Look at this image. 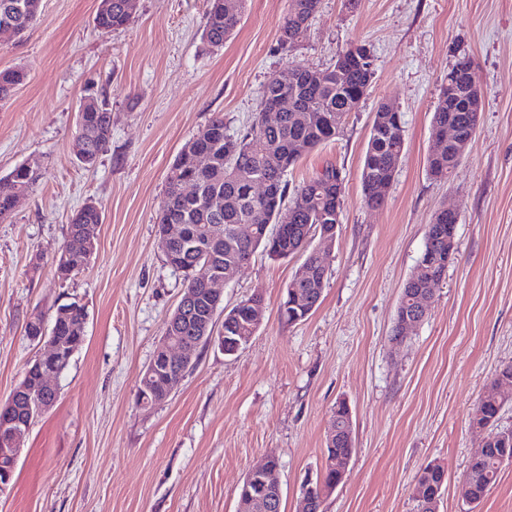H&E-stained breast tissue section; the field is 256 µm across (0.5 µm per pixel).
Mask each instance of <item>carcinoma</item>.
Listing matches in <instances>:
<instances>
[{
  "instance_id": "carcinoma-1",
  "label": "carcinoma",
  "mask_w": 512,
  "mask_h": 512,
  "mask_svg": "<svg viewBox=\"0 0 512 512\" xmlns=\"http://www.w3.org/2000/svg\"><path fill=\"white\" fill-rule=\"evenodd\" d=\"M127 0H112L108 10H98L95 26L103 31L125 27L131 13ZM246 0H207L206 25L203 40L207 47L220 49L236 32L245 9ZM41 0H0V18L7 17L19 29H28L37 19ZM319 0H288V9L281 25V41L290 46L307 34L310 17L316 13ZM362 48L356 44L336 57L333 66L320 72V81L313 82L296 74L290 66L270 78L262 96L270 99L288 97L296 108L281 114L274 125L263 122L257 115L250 129L242 136L227 133L224 116H215L192 144L182 148L171 167L164 197L159 206L158 224L181 225L180 237L171 241L164 250V261L184 277L185 290L181 300H190L200 312L209 310L208 273L234 276L244 266L245 257L261 248L271 253L278 248L290 256L303 257L301 267L310 274L298 279L293 286L301 289L305 300L322 297L325 287V269L322 256L316 249L301 247V239L309 230H318L324 224L336 223L342 214L344 177L333 167L310 178L288 193L285 173L298 159L317 146L333 139L349 113L355 111L359 101L371 85L375 70L373 63L363 61L354 54ZM27 78L22 68L0 69V102L10 99ZM456 83L459 95L448 105V87L441 88L432 121L439 122L438 136L448 134V123H453L463 140L473 138L481 115L466 106L469 76L466 70L451 68L448 83ZM112 138V117L109 104L94 96L82 99L78 106V125L71 150L78 161L89 158L90 167L107 152ZM405 150V122L403 113L387 102L378 105L364 154L361 181L364 202L377 209L385 198L370 187L388 184L401 162ZM208 155L209 164L199 169L194 166L192 153ZM461 157L450 146L427 158V170L435 180L448 179V168L456 167ZM38 175L24 166L16 167L8 176L0 178V221L6 220L14 209V200L29 191ZM184 181L195 184L190 195L182 193ZM102 211L94 203L75 210L67 228V238L84 236L97 239L102 224ZM432 224L436 229L424 239L420 261L436 265L435 253L443 247L438 239L440 230L455 224L448 209L438 210ZM251 228L245 235L242 229ZM86 319L84 306L75 301L58 306L53 318L55 336L66 349H79L85 338L77 331ZM200 319L185 320L173 328L171 335L178 342H193L200 335ZM224 329L230 336H250L247 308L240 307L235 314L224 319ZM170 395L168 376L151 369L144 370L139 379L137 401L146 400L154 405L165 402ZM481 420L500 418V405L490 399L482 400L474 410ZM504 447L496 439L487 451L469 461L466 476L460 488L463 500L480 503L498 480L500 462L497 455ZM354 448L339 440L334 446H325V465L321 476L323 485L336 484V470L331 460L350 456ZM445 470L440 465L425 467L416 478V484L429 496L442 491ZM257 498L253 512H281V502H272L266 490L250 488Z\"/></svg>"
}]
</instances>
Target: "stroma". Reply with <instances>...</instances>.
I'll return each instance as SVG.
<instances>
[{
	"label": "stroma",
	"instance_id": "stroma-1",
	"mask_svg": "<svg viewBox=\"0 0 512 512\" xmlns=\"http://www.w3.org/2000/svg\"><path fill=\"white\" fill-rule=\"evenodd\" d=\"M99 0H41L23 34L0 37V69L25 83L0 103V177L36 169V184L0 222V402L38 348L31 313L86 308L85 344L31 427L0 512H237L248 471L279 463L284 512L323 460L337 401L352 409L355 452L324 512H414L420 471L439 464V512H512V463L476 510L460 495L481 434L470 416L512 362V0H320L307 36L280 42L288 0H247L236 34L206 49V0H135L127 27L99 31ZM353 44L373 51L371 88L332 140L289 170L296 187L325 167L345 179L340 229L319 307L287 324L279 306L301 257L256 252L223 287L232 308L261 296L264 319L235 355L201 347L169 399L137 404L166 318L184 292L163 260L156 216L180 149L223 114L244 133L264 85L293 64L332 66ZM470 55L482 119L447 180L426 171L431 119L457 58ZM103 95L112 139L95 167L73 156L76 109ZM405 120V154L384 206L367 208L360 173L379 102ZM102 210L94 252L56 274L69 215ZM459 213L455 256L426 318L391 341L401 290L425 228Z\"/></svg>",
	"mask_w": 512,
	"mask_h": 512
}]
</instances>
